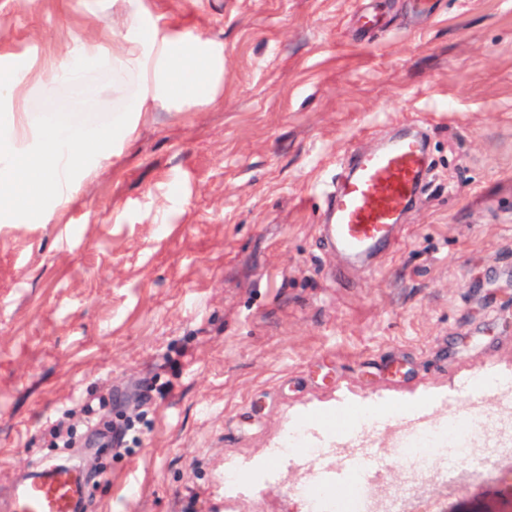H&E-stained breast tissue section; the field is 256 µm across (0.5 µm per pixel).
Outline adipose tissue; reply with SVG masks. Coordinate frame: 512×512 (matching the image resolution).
<instances>
[{
  "mask_svg": "<svg viewBox=\"0 0 512 512\" xmlns=\"http://www.w3.org/2000/svg\"><path fill=\"white\" fill-rule=\"evenodd\" d=\"M121 27L112 65L135 70L140 83L128 112L97 131L99 144L131 137L140 113L156 106L194 108L215 101L224 58L211 41L161 32L138 8L123 14ZM86 146V139L59 137L25 112L0 118V223L28 224L45 201L69 203Z\"/></svg>",
  "mask_w": 512,
  "mask_h": 512,
  "instance_id": "obj_1",
  "label": "adipose tissue"
}]
</instances>
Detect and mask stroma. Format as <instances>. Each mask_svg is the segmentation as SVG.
Wrapping results in <instances>:
<instances>
[{
  "mask_svg": "<svg viewBox=\"0 0 512 512\" xmlns=\"http://www.w3.org/2000/svg\"><path fill=\"white\" fill-rule=\"evenodd\" d=\"M141 0L176 33L223 45L216 101L143 113L121 152L46 221L0 223V507L23 474L68 461L85 512H307L295 486L365 440L400 485L418 418L498 430L476 372L512 389V0ZM112 0H0V63L36 121L93 135L139 77L113 68ZM78 59L86 93L49 78ZM427 139L421 206L370 268L322 235L351 154L406 128ZM97 405L83 427L80 409ZM372 417L347 430L360 409ZM135 443L108 446V425ZM78 428L67 454L60 426ZM303 426L322 458L275 457ZM270 478L254 480L253 462ZM246 478L227 490L224 474ZM478 512L495 476L454 487Z\"/></svg>",
  "mask_w": 512,
  "mask_h": 512,
  "instance_id": "35a3bbf8",
  "label": "stroma"
}]
</instances>
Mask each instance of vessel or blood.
Instances as JSON below:
<instances>
[{"label": "vessel or blood", "mask_w": 512, "mask_h": 512, "mask_svg": "<svg viewBox=\"0 0 512 512\" xmlns=\"http://www.w3.org/2000/svg\"><path fill=\"white\" fill-rule=\"evenodd\" d=\"M427 169L425 145L409 132L355 154L326 227L336 254L357 264L389 244L402 211L419 204ZM82 497L81 472L51 463L39 479L16 485L8 512H76Z\"/></svg>", "instance_id": "b4317fda"}]
</instances>
